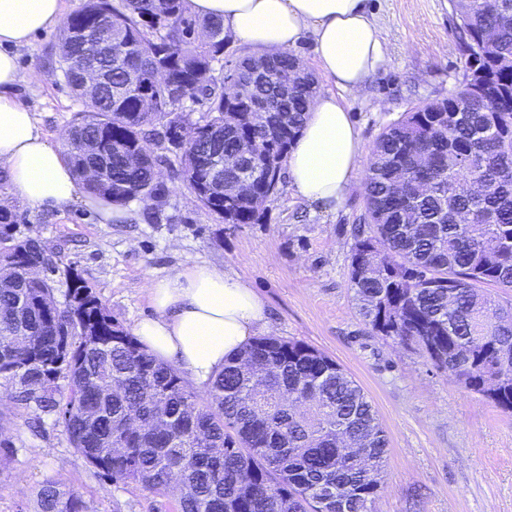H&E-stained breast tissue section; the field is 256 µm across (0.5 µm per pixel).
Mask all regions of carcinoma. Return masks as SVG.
I'll return each mask as SVG.
<instances>
[{
    "label": "carcinoma",
    "mask_w": 512,
    "mask_h": 512,
    "mask_svg": "<svg viewBox=\"0 0 512 512\" xmlns=\"http://www.w3.org/2000/svg\"><path fill=\"white\" fill-rule=\"evenodd\" d=\"M455 34L463 77L476 91L416 105L376 137L364 187L365 223L354 228L349 283L371 332L414 345L465 389L512 412V305L484 289L512 291V0H459ZM110 14L124 37L98 58L112 90L88 98L70 58L90 51L109 29L90 27ZM212 40L190 37L195 25ZM492 33V54L479 39ZM287 51L224 59V25L192 15L187 0H84L63 20L62 78L83 100L65 154L83 190L117 207L160 204L150 141L167 142L172 88L207 103L201 138L175 155L194 185L211 159L260 141L250 177L265 193L317 93L312 73L295 75ZM161 65L163 80L155 76ZM142 73L156 100L118 94L127 69ZM277 104L262 117L250 109ZM428 154L432 163L413 166ZM137 156L132 165L129 157ZM98 167L95 182L85 177ZM479 180L477 195L459 184ZM199 202L226 224H256L263 209L248 197L224 199L221 186ZM0 240V386L54 416L100 477L166 494L183 484L179 512H371L381 490L387 438L359 385L332 358L300 341L254 339L206 385L188 388L115 323L72 266L57 306L51 281H28L18 268L54 254L34 238ZM96 331L98 347L83 344ZM37 512H87L80 496L53 479L37 493Z\"/></svg>",
    "instance_id": "1"
}]
</instances>
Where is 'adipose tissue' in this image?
I'll return each mask as SVG.
<instances>
[{
  "mask_svg": "<svg viewBox=\"0 0 512 512\" xmlns=\"http://www.w3.org/2000/svg\"><path fill=\"white\" fill-rule=\"evenodd\" d=\"M61 5L0 0V176L9 197L36 210L63 211L80 198L68 162L17 92L16 48L56 26ZM191 9L222 19L226 30L260 51L291 49L312 36L320 70L344 91L363 89L388 57L367 0H191ZM365 160L346 105L336 95H320L288 154L289 186L312 212L335 211ZM147 292L153 314L135 324V336L199 386L268 330L264 301L240 276L213 264L153 278Z\"/></svg>",
  "mask_w": 512,
  "mask_h": 512,
  "instance_id": "obj_1",
  "label": "adipose tissue"
}]
</instances>
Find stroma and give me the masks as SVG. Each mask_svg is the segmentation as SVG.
Segmentation results:
<instances>
[{
    "instance_id": "stroma-1",
    "label": "stroma",
    "mask_w": 512,
    "mask_h": 512,
    "mask_svg": "<svg viewBox=\"0 0 512 512\" xmlns=\"http://www.w3.org/2000/svg\"><path fill=\"white\" fill-rule=\"evenodd\" d=\"M388 60L364 90L345 94L364 148L411 106L462 86L450 0H369ZM60 27L19 48V98L55 143L83 105L54 68ZM166 196L153 221L101 224L83 204L35 211L8 207L13 239H38L75 266L126 329L149 316L156 276L208 262L238 274L265 301L269 335L315 347L352 376L388 438L387 465L372 512H512V414L464 389L415 347L372 335L349 287L351 228L364 211V184L333 213L310 212L280 180L256 224H225L202 208L174 168L157 167ZM48 478L76 492L88 512H177V498L102 479L53 416L13 396L0 401V512H35Z\"/></svg>"
}]
</instances>
